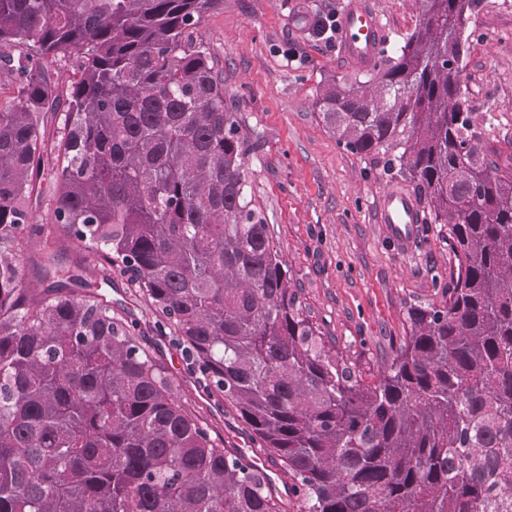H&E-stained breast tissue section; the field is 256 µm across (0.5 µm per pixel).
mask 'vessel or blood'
Masks as SVG:
<instances>
[{
    "instance_id": "vessel-or-blood-1",
    "label": "vessel or blood",
    "mask_w": 512,
    "mask_h": 512,
    "mask_svg": "<svg viewBox=\"0 0 512 512\" xmlns=\"http://www.w3.org/2000/svg\"><path fill=\"white\" fill-rule=\"evenodd\" d=\"M338 28L340 56L346 65L355 70L371 68L388 34L367 0H348ZM422 211V204L408 189L392 185L378 196L376 221L388 242L405 252L423 235Z\"/></svg>"
}]
</instances>
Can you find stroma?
<instances>
[{"label": "stroma", "mask_w": 512, "mask_h": 512, "mask_svg": "<svg viewBox=\"0 0 512 512\" xmlns=\"http://www.w3.org/2000/svg\"><path fill=\"white\" fill-rule=\"evenodd\" d=\"M347 0H224L190 30L211 53L250 140L246 178L304 306L337 349L364 374L380 370L407 329L410 305L439 299L434 275L451 279L455 262L446 227L430 225L406 254L392 250L376 222L379 192L389 179L379 163L339 147L318 117L320 82L348 74L337 43L302 36L296 18L339 15ZM400 48L417 23L416 0H369ZM462 72L463 109L474 112L485 146L512 167V0H482ZM31 283L71 280L76 291L104 295L115 313L144 322L143 340L169 368L183 401L212 420L225 447L250 448L251 435L234 409L214 405L186 358L126 281H105L88 252L66 235L13 245Z\"/></svg>", "instance_id": "1"}]
</instances>
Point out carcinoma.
I'll use <instances>...</instances> for the list:
<instances>
[{
    "mask_svg": "<svg viewBox=\"0 0 512 512\" xmlns=\"http://www.w3.org/2000/svg\"><path fill=\"white\" fill-rule=\"evenodd\" d=\"M397 55L324 77L319 118L448 226L457 272L370 377L302 305L245 177L260 143L189 42L222 0H0L18 57L0 103V512H287L265 471L182 401L139 321L33 288L1 246L48 238L47 62L81 59L60 117L52 224L149 305L210 399L233 407L297 512H512V170L448 71L480 0H417ZM321 15L303 19L327 35ZM45 169L32 198V213L38 224H51L53 183L51 175L52 161L56 158L60 134L58 117L50 113L45 117Z\"/></svg>",
    "mask_w": 512,
    "mask_h": 512,
    "instance_id": "carcinoma-1",
    "label": "carcinoma"
}]
</instances>
